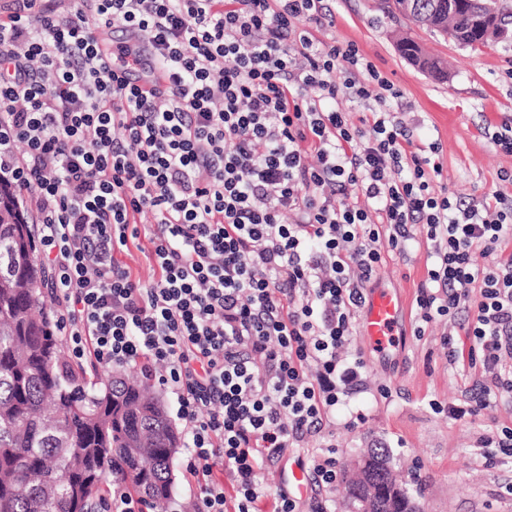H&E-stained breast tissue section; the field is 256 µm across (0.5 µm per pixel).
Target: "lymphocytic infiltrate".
<instances>
[{
	"label": "lymphocytic infiltrate",
	"instance_id": "1",
	"mask_svg": "<svg viewBox=\"0 0 512 512\" xmlns=\"http://www.w3.org/2000/svg\"><path fill=\"white\" fill-rule=\"evenodd\" d=\"M14 2L0 179L36 192L71 355L141 365L176 397L196 512H261L265 464L357 391L340 352L384 250L430 242L421 322H462L477 405L512 394V255L476 258L512 237V205L435 189L439 146L388 113L392 85L355 44L316 38L326 0ZM95 22L148 38L162 82L131 83L136 59ZM345 94L376 96L368 129ZM143 241L147 283L121 260Z\"/></svg>",
	"mask_w": 512,
	"mask_h": 512
}]
</instances>
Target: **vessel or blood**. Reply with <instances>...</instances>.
I'll use <instances>...</instances> for the list:
<instances>
[{"label": "vessel or blood", "instance_id": "1", "mask_svg": "<svg viewBox=\"0 0 512 512\" xmlns=\"http://www.w3.org/2000/svg\"><path fill=\"white\" fill-rule=\"evenodd\" d=\"M404 304L400 295L386 288L374 290L359 321V334L374 348L386 351L398 346Z\"/></svg>", "mask_w": 512, "mask_h": 512}]
</instances>
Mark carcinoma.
Masks as SVG:
<instances>
[{
  "label": "carcinoma",
  "mask_w": 512,
  "mask_h": 512,
  "mask_svg": "<svg viewBox=\"0 0 512 512\" xmlns=\"http://www.w3.org/2000/svg\"><path fill=\"white\" fill-rule=\"evenodd\" d=\"M436 8L403 14V0H384L394 18L443 32L474 49L512 36V13H499L493 30L479 29L472 7L458 0H422ZM398 46L423 58L433 76L447 64L405 37ZM13 207L0 210V512H102L104 484L118 474L129 492L151 503L174 494L173 459L180 438L150 388L121 376L87 377L66 361L44 310L45 272L35 262L31 225L21 218L17 193L0 184ZM387 448L362 457L367 472L390 467ZM376 512H420L421 489L399 480ZM370 483L347 481L350 500L369 496Z\"/></svg>",
  "instance_id": "obj_1"
}]
</instances>
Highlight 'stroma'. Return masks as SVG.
Here are the masks:
<instances>
[{"label": "stroma", "mask_w": 512, "mask_h": 512, "mask_svg": "<svg viewBox=\"0 0 512 512\" xmlns=\"http://www.w3.org/2000/svg\"><path fill=\"white\" fill-rule=\"evenodd\" d=\"M380 0H328L334 24L318 32L319 40L356 42L361 54L399 90L389 100L414 132L417 142H435L441 172L436 187L464 196L501 192L512 199V183L501 171L512 172V154L504 153L495 135L512 120V40L471 50L450 38L410 22H395L379 10ZM415 39L446 59L448 77L433 80L402 58L397 36ZM431 263L426 241L406 253L384 251L373 287L398 290L405 302L406 337L400 352L378 354L361 336H353L343 353L346 362H360V389L337 405L326 429L302 448L288 449L284 458L265 468L262 480L273 497L282 475L296 460H309L323 446L336 447V472L344 474L367 448H389L405 477L422 487L421 512H512V461L486 464L482 440L497 429L512 427V401L494 399L474 410L480 371L449 363L441 345L454 337L460 349L470 342L463 329L445 319L421 325L417 298ZM452 406L466 414H449Z\"/></svg>", "instance_id": "obj_1"}]
</instances>
